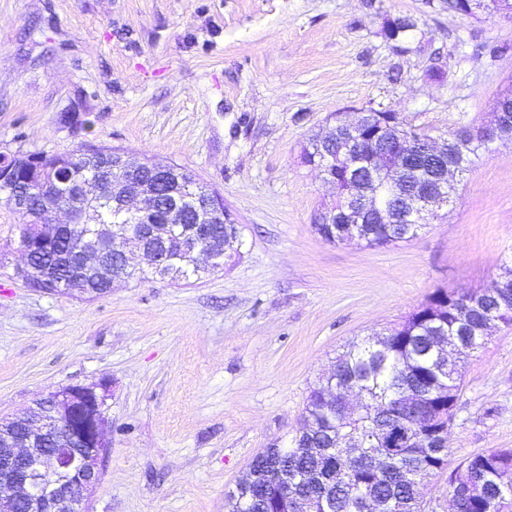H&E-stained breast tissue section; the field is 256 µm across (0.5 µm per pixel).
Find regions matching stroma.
Listing matches in <instances>:
<instances>
[{
	"label": "stroma",
	"instance_id": "obj_1",
	"mask_svg": "<svg viewBox=\"0 0 512 512\" xmlns=\"http://www.w3.org/2000/svg\"><path fill=\"white\" fill-rule=\"evenodd\" d=\"M390 16L418 22L407 53L381 35ZM511 90L512 15L447 0H0V156L93 144L173 162L241 232L199 280L45 293L13 276L22 219L0 202V418L107 383L112 448L90 512H226L253 457L300 433L344 347L437 290L490 287L512 258V138L416 237L380 248L315 234L334 189L303 145L370 107L436 139L474 131ZM448 448L452 467L512 448V326L468 359ZM498 5L497 0H448L449 11L468 16H476L477 13L491 15L497 10V6V11L502 9H509L511 11V5L505 2V0L502 3H498Z\"/></svg>",
	"mask_w": 512,
	"mask_h": 512
}]
</instances>
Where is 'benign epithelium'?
Returning a JSON list of instances; mask_svg holds the SVG:
<instances>
[{"instance_id":"benign-epithelium-1","label":"benign epithelium","mask_w":512,"mask_h":512,"mask_svg":"<svg viewBox=\"0 0 512 512\" xmlns=\"http://www.w3.org/2000/svg\"><path fill=\"white\" fill-rule=\"evenodd\" d=\"M503 101H498L493 121L477 131L486 142L499 138V119L503 118ZM350 130L360 133L372 124L385 121L373 108L356 112L346 120ZM356 150L370 157L369 167L390 171L388 185L396 189L393 171L400 168L410 154L418 151L432 157L442 155L444 147L432 138L398 139L372 136L358 141ZM95 160L104 168L112 163V185L92 176H72L79 165ZM68 194L81 201L80 208L68 210L53 203L64 175ZM0 189L9 197L10 206L27 218L20 234V249L36 239L47 245L65 235L72 224L84 225V232L74 249L75 263L83 271L110 282L129 281L144 274L130 265L127 252H120L118 264L109 254V241L118 236L136 240L135 249L148 259L151 273L167 276L171 257L167 225L179 224L186 214L194 223L230 224L222 234L204 239V247L181 246V261L195 270L210 272L224 268L228 249L239 241V224L224 204V198L209 188L198 189L182 179V168L166 162L140 160L123 152L85 145L60 160L44 164L37 157L10 158L0 161ZM346 207L341 211L347 224L358 213L371 211L379 222L396 220L392 210L371 197L361 196L358 182H347ZM112 197V217L124 224L123 229L106 221L99 203ZM443 190L421 194L408 201L410 216L427 220L449 204ZM25 283L42 284L50 279L49 268L31 261L16 268ZM106 386L67 385L37 401L38 419L23 417L26 434L16 439L9 433L0 435V505L21 508L22 512H88L86 502L100 484L110 455L108 431L112 420L107 415ZM284 512H310V502L301 496L283 499Z\"/></svg>"}]
</instances>
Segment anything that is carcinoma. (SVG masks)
I'll return each instance as SVG.
<instances>
[{"mask_svg":"<svg viewBox=\"0 0 512 512\" xmlns=\"http://www.w3.org/2000/svg\"><path fill=\"white\" fill-rule=\"evenodd\" d=\"M448 10L463 15L492 14L497 0H448ZM445 164H462L465 173L486 150L478 135L462 136L450 131ZM314 232L331 243H343L339 224H312ZM357 242L368 248L386 247L417 235L420 224L360 225ZM82 232L75 225L59 243L44 245L52 251L47 261L62 273L90 283L95 295L106 286L93 276L64 263ZM512 324V288L479 297L436 291L429 301L412 313L400 327L390 330L385 349L375 348L370 339L352 342L336 357L333 373L314 388L304 408V431L286 448H268L252 461L253 474L264 475L288 465V493L302 494L312 512H365L364 491L389 501V512H422L416 478L444 472L448 467V446L419 445L412 437L431 426L443 427L454 417L461 386V366L479 350L480 331L489 313ZM460 336L463 348L442 367L430 351L434 337ZM353 388L362 395L359 409L351 413L341 401L342 391ZM360 439L366 450L381 458L373 469L367 456L351 458L347 442ZM314 448L333 453L322 468L315 469ZM512 472V448L492 449L459 464L449 475L450 493L456 496L457 512H512V483L500 481V474ZM261 480H239L227 496L229 512H281L278 489L261 490Z\"/></svg>","mask_w":512,"mask_h":512,"instance_id":"obj_1","label":"carcinoma"}]
</instances>
